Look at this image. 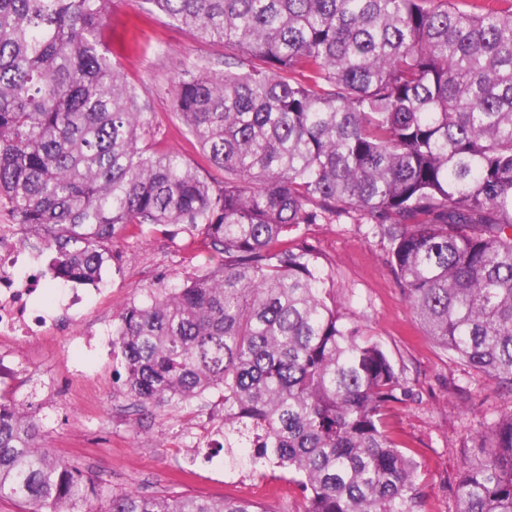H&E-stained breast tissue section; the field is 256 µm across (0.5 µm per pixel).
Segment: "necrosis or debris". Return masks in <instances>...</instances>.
Returning a JSON list of instances; mask_svg holds the SVG:
<instances>
[{
    "instance_id": "4bbe7bcc",
    "label": "necrosis or debris",
    "mask_w": 512,
    "mask_h": 512,
    "mask_svg": "<svg viewBox=\"0 0 512 512\" xmlns=\"http://www.w3.org/2000/svg\"><path fill=\"white\" fill-rule=\"evenodd\" d=\"M51 278L50 271L20 242L15 226H0V343H11L7 349L0 346V398L19 390L38 392L46 399L54 393L50 384L28 372L18 346L59 336L86 348L101 341L100 336L70 329L73 316L85 308L86 291L80 282L68 283L57 309L41 307L39 298Z\"/></svg>"
}]
</instances>
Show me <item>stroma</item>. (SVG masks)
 <instances>
[{
    "mask_svg": "<svg viewBox=\"0 0 512 512\" xmlns=\"http://www.w3.org/2000/svg\"><path fill=\"white\" fill-rule=\"evenodd\" d=\"M105 18L113 61L150 104L157 147L179 151L192 165H201L185 127L173 114L170 90L185 65L222 64L223 45L149 15L144 0H108ZM298 236L332 273L340 312L380 340L402 371L404 390L389 422L419 465L424 512H457L454 488L466 447L482 418L512 407V394L425 336L385 263L384 243L369 234L367 225L344 216L332 224L302 225ZM199 251V241L183 233H156L119 244L118 267L105 269L104 293L92 301L85 318L73 322V330L94 324L111 329L114 316L138 288L162 279L179 282L199 263ZM23 355L60 392L52 406L37 407L46 448L89 471L103 488L248 498L268 512H294L300 494L285 470H267L259 483L247 457L232 465L219 454L208 463L190 451L191 433H207L219 425L224 410L218 399L192 413L156 410L146 416L122 398L112 376L111 348L90 353L61 336L25 348Z\"/></svg>",
    "mask_w": 512,
    "mask_h": 512,
    "instance_id": "1",
    "label": "stroma"
}]
</instances>
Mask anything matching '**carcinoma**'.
I'll return each instance as SVG.
<instances>
[{
    "label": "carcinoma",
    "instance_id": "carcinoma-1",
    "mask_svg": "<svg viewBox=\"0 0 512 512\" xmlns=\"http://www.w3.org/2000/svg\"><path fill=\"white\" fill-rule=\"evenodd\" d=\"M144 3L224 45V69L189 65L171 91L220 177L148 144L105 0H0V210L64 280L97 282L130 238L201 239L204 263L113 319L121 395L176 412L220 392L224 451L292 474L296 512H423L386 429L401 373L293 235L371 225L425 335L512 392V0ZM40 438L28 404L0 409V499L22 512H268L99 492ZM472 441L458 512H512V410Z\"/></svg>",
    "mask_w": 512,
    "mask_h": 512
}]
</instances>
